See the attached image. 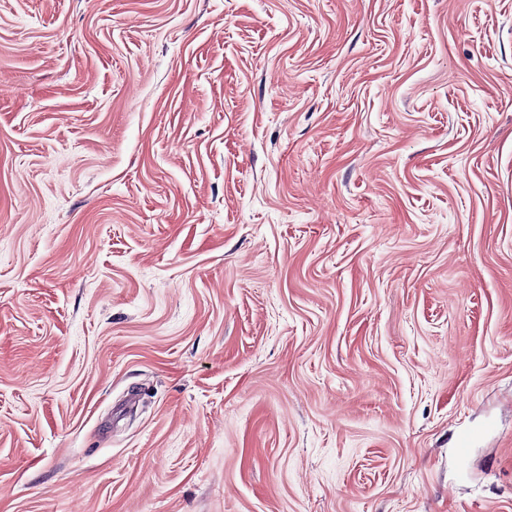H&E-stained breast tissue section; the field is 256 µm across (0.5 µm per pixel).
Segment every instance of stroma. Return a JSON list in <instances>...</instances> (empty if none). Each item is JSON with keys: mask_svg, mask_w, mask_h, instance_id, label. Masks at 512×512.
<instances>
[{"mask_svg": "<svg viewBox=\"0 0 512 512\" xmlns=\"http://www.w3.org/2000/svg\"><path fill=\"white\" fill-rule=\"evenodd\" d=\"M0 512H512V0H0Z\"/></svg>", "mask_w": 512, "mask_h": 512, "instance_id": "stroma-1", "label": "stroma"}]
</instances>
